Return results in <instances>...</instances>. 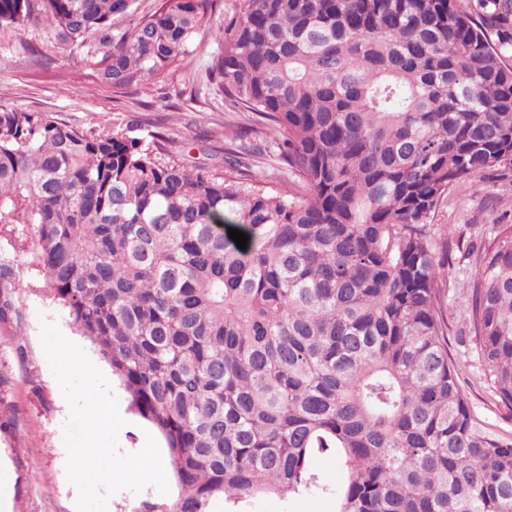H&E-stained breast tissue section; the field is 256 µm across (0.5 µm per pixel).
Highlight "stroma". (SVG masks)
I'll return each instance as SVG.
<instances>
[{"label": "stroma", "instance_id": "35a3bbf8", "mask_svg": "<svg viewBox=\"0 0 512 512\" xmlns=\"http://www.w3.org/2000/svg\"><path fill=\"white\" fill-rule=\"evenodd\" d=\"M238 0H217L205 25L194 35L189 57L177 61L146 86L113 93L99 83L96 58L82 49L59 43L49 30L26 27L0 40V104L44 112L83 131L136 124L142 136L160 132L173 152L192 144L187 163L220 171L228 123L254 124L250 113H228L219 91L210 88L205 68L219 50L216 31ZM433 238L448 251V290L444 313L448 320V349L458 363L459 380L474 410L489 424L512 432V411L498 405L471 349L465 300L457 280L472 261L464 244L478 230L512 224V171H486L472 185L449 191L434 217ZM11 251L23 282L17 298L23 322L0 323V462L14 474L11 512H76L77 495L66 477L67 453L62 426L69 405L51 371L41 344V323H56L107 375L122 407L124 427L119 432L121 452L145 444L150 422L135 413L111 366L71 323L61 305L42 296L46 285L39 265V247L32 228L0 234V248ZM179 494L170 483L168 494L148 487L112 495L107 512H162ZM239 512H336L331 498L307 496L295 501L262 498L240 506Z\"/></svg>", "mask_w": 512, "mask_h": 512}]
</instances>
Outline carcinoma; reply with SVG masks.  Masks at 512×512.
Here are the masks:
<instances>
[{"label":"carcinoma","mask_w":512,"mask_h":512,"mask_svg":"<svg viewBox=\"0 0 512 512\" xmlns=\"http://www.w3.org/2000/svg\"><path fill=\"white\" fill-rule=\"evenodd\" d=\"M213 2L165 0L115 34L135 0H0V39L36 26L101 51L117 92L188 57ZM219 44L207 80L272 137L275 193L231 147L213 174L131 125L0 105V228L36 229L44 295L163 435L180 488L163 512L269 495L512 512V434L459 384L431 240L450 189L512 169V0H241ZM19 283L0 250V322L22 325ZM460 288L512 411V224ZM318 453L341 463L336 485Z\"/></svg>","instance_id":"1"}]
</instances>
